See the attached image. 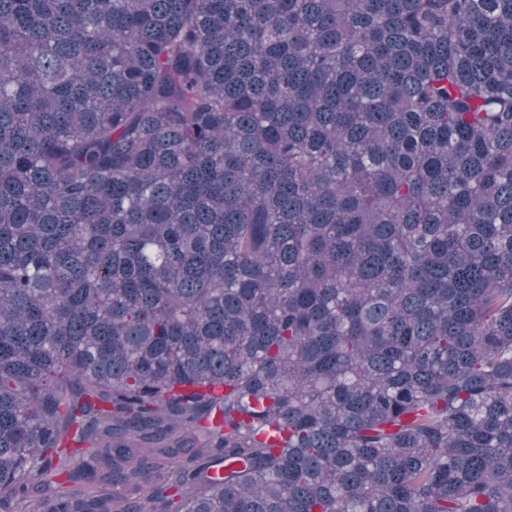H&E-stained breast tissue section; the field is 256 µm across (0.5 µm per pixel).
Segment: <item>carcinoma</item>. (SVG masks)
I'll return each instance as SVG.
<instances>
[{
  "label": "carcinoma",
  "mask_w": 512,
  "mask_h": 512,
  "mask_svg": "<svg viewBox=\"0 0 512 512\" xmlns=\"http://www.w3.org/2000/svg\"><path fill=\"white\" fill-rule=\"evenodd\" d=\"M52 487L512 512V0H0V507Z\"/></svg>",
  "instance_id": "cac0c4a2"
}]
</instances>
